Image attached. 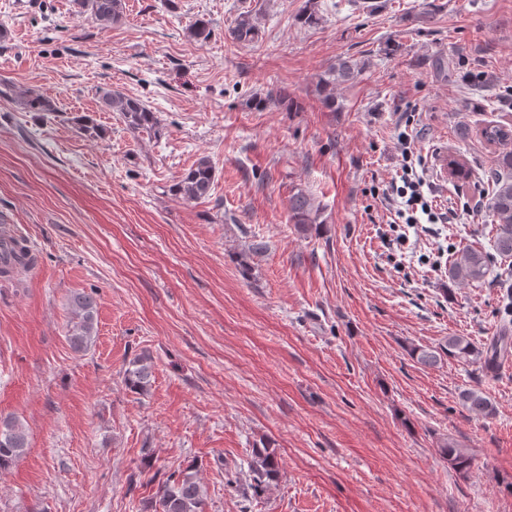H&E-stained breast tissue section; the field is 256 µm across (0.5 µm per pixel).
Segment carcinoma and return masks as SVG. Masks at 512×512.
I'll use <instances>...</instances> for the list:
<instances>
[{"instance_id":"1","label":"carcinoma","mask_w":512,"mask_h":512,"mask_svg":"<svg viewBox=\"0 0 512 512\" xmlns=\"http://www.w3.org/2000/svg\"><path fill=\"white\" fill-rule=\"evenodd\" d=\"M80 14H86L102 28H108L121 21L124 13V0H73ZM189 37L197 42L209 39V23L204 19L194 21L188 28ZM231 36L238 42L252 43L258 38V29L251 15L243 14L236 20ZM362 66L350 60H340L330 66L320 83L325 94V102L332 101V91L336 85L355 79ZM102 106L109 112H117L135 133L156 134L160 119L140 100L128 97L119 91L104 89L99 91ZM25 109L29 112H54V102L40 95L24 98ZM482 138L496 147L494 168V192L491 212L496 224V250L503 257H512V129L500 124H488L481 130ZM215 179V170L209 159L202 157L184 173L172 186L174 195L194 201L208 195ZM313 200L302 192L292 196L291 220L306 231L312 223ZM490 255L474 248L458 252L448 267V278L456 284L482 281L488 271ZM71 324L67 340L76 352H86L96 338V301L88 292H74L69 297ZM409 355L417 363L434 367L448 358L471 364H481L490 369L497 360L498 349L493 345L487 348L475 346L463 336H450L448 341L434 348L412 347ZM153 363L150 355L140 354L128 362L124 371L125 386L138 394H146L151 387ZM461 400L474 412L490 416L494 413L491 400L481 391L466 389ZM28 436L24 426L13 417L0 416V469L17 462L27 451ZM440 452L452 466L462 469L468 465V458L453 440L445 441ZM251 488L259 495L267 490L270 483L279 475V461L274 449L265 445L252 449L248 461ZM206 491L198 478L196 465L172 473L158 484V489L150 502L151 512H203Z\"/></svg>"}]
</instances>
